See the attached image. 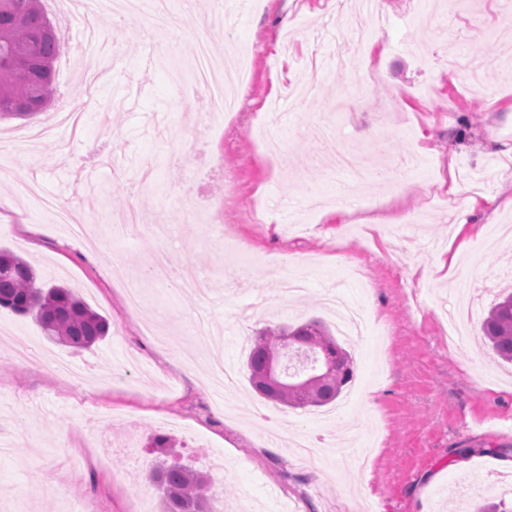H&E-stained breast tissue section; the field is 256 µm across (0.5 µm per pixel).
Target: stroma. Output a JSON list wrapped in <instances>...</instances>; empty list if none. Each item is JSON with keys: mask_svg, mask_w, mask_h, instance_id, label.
<instances>
[{"mask_svg": "<svg viewBox=\"0 0 512 512\" xmlns=\"http://www.w3.org/2000/svg\"><path fill=\"white\" fill-rule=\"evenodd\" d=\"M59 30L52 112L91 97L79 134L59 127L34 143L43 116L0 122V248L29 260L40 281L67 285L109 323L81 352L51 341L50 356L83 368L61 387L0 344V512H69L81 487L91 512H159L143 475L162 462L151 446L170 436L171 461L209 474L225 512H472L477 501L512 503V367L480 341L500 289L512 286V0H381L378 27L357 0H166L175 27L145 13L87 20L72 0H41ZM224 69L246 51L251 79L236 89L222 129L196 127L185 111L209 88L192 80L200 43ZM356 101L336 136L316 126ZM496 96L488 104V96ZM357 152L366 178L327 167L339 148ZM471 167L484 192L466 194L476 221L462 275L435 260L456 214L440 174ZM36 184L46 206L20 194ZM354 196L349 214L315 211L312 193ZM239 200L243 246L226 266L223 242L183 220L178 204L223 222ZM92 223L69 233L48 209ZM203 258L207 297L144 276L152 254ZM305 290L285 299L283 274ZM143 302L129 309L123 283ZM371 321L344 339L354 364L351 405L330 423L321 409L288 410L318 459L296 457L258 409L245 361L266 327L333 324L330 287ZM237 391L221 406L208 388L215 365ZM484 478L473 495L471 484Z\"/></svg>", "mask_w": 512, "mask_h": 512, "instance_id": "1", "label": "stroma"}]
</instances>
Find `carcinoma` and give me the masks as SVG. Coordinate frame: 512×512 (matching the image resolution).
Segmentation results:
<instances>
[{
  "instance_id": "cac0c4a2",
  "label": "carcinoma",
  "mask_w": 512,
  "mask_h": 512,
  "mask_svg": "<svg viewBox=\"0 0 512 512\" xmlns=\"http://www.w3.org/2000/svg\"><path fill=\"white\" fill-rule=\"evenodd\" d=\"M25 4L21 27L0 29V118L23 116L11 104L30 98L39 89L33 112L47 108L53 94V72L28 59L27 48L49 18L40 0H0L3 22L16 2ZM58 36L40 40V58L53 61ZM31 315L50 340L76 349H87L107 334L106 319L92 310L70 289L60 285L39 287L32 266L14 254L0 250V312ZM487 344L505 363H512V292L494 303L482 325ZM283 362L286 383L269 386L260 381L272 360ZM250 382L263 398L290 408L331 404L353 379L350 354L338 344L328 326L311 320L296 328L264 329L256 336L247 357ZM149 478L164 494L162 512H210L212 499L207 477L187 467L170 464L154 468Z\"/></svg>"
}]
</instances>
